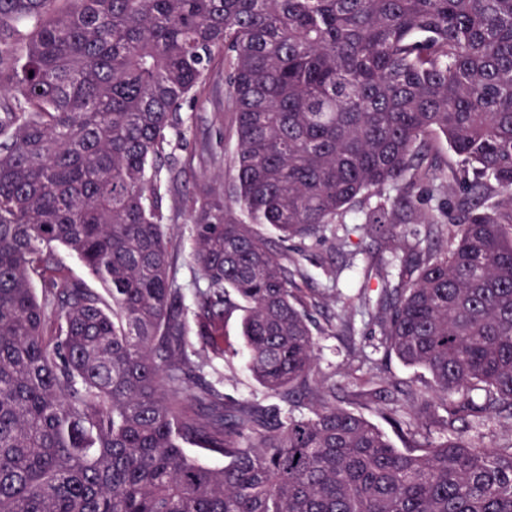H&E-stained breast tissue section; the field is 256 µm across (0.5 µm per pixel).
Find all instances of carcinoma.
Segmentation results:
<instances>
[{
  "label": "carcinoma",
  "mask_w": 512,
  "mask_h": 512,
  "mask_svg": "<svg viewBox=\"0 0 512 512\" xmlns=\"http://www.w3.org/2000/svg\"><path fill=\"white\" fill-rule=\"evenodd\" d=\"M218 50L231 180L190 192L169 147ZM376 211L385 254L349 252L370 257L362 314L434 387L370 371L349 394L385 403L402 449L318 373L334 289L304 292L258 231L317 241ZM181 214L198 336L224 353L241 310L279 403L225 396L188 354ZM471 421L512 432V0H0V512H512V440ZM172 229L177 236L179 247V258L177 265L180 268V277L186 284H189L196 272V266L191 256V246L193 237V226L185 217H180ZM56 252L59 261L68 269L72 277L82 280L88 288L96 291H102L101 283L79 262V260L68 249L63 246H58Z\"/></svg>",
  "instance_id": "1"
}]
</instances>
